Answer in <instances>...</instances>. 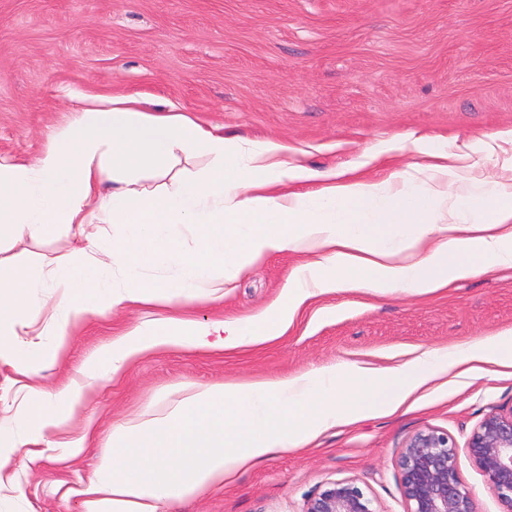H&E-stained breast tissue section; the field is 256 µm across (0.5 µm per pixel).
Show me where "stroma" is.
I'll return each mask as SVG.
<instances>
[{"instance_id": "35a3bbf8", "label": "stroma", "mask_w": 512, "mask_h": 512, "mask_svg": "<svg viewBox=\"0 0 512 512\" xmlns=\"http://www.w3.org/2000/svg\"><path fill=\"white\" fill-rule=\"evenodd\" d=\"M130 94L143 111L179 110L209 130L288 144V161L316 170L360 166L372 179L424 163V150L460 153L486 175L512 171V0H0V159L30 163L67 127L78 97ZM395 144V164L372 160ZM78 241L14 233L10 264L45 269ZM301 253L265 257L212 304L163 301L91 315L73 328L55 365L0 360V423L28 388L57 390L88 355L134 326L185 316L258 314ZM512 332V270L480 271L434 297L361 292L309 303L275 343L237 353L169 348L88 390L27 467L0 469V512H83L77 490L113 430L161 415L172 386L278 380L352 361L387 368L406 351L452 352ZM53 310L34 309L7 346L49 342ZM512 407V378L430 386L411 409L336 426L238 472L223 487L160 503L158 512H303L330 480L353 479L380 512H405L397 457L434 427L465 446L492 410ZM94 438L74 457L63 442Z\"/></svg>"}]
</instances>
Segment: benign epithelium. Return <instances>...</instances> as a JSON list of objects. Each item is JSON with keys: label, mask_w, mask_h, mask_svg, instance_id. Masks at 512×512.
Instances as JSON below:
<instances>
[{"label": "benign epithelium", "mask_w": 512, "mask_h": 512, "mask_svg": "<svg viewBox=\"0 0 512 512\" xmlns=\"http://www.w3.org/2000/svg\"><path fill=\"white\" fill-rule=\"evenodd\" d=\"M464 452L486 486L512 512V407L484 416L459 448L448 433L426 428L401 449L397 470L406 512H476L474 498L458 472ZM303 512H380L375 500L353 479L331 480L311 495Z\"/></svg>", "instance_id": "1"}]
</instances>
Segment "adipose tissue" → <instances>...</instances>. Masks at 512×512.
Segmentation results:
<instances>
[{"instance_id":"obj_1","label":"adipose tissue","mask_w":512,"mask_h":512,"mask_svg":"<svg viewBox=\"0 0 512 512\" xmlns=\"http://www.w3.org/2000/svg\"><path fill=\"white\" fill-rule=\"evenodd\" d=\"M286 144L252 145L212 134L185 114L141 111L132 95L85 102L69 128L32 164L0 162V201L9 223L35 238L62 232L84 245L45 270L17 265L0 278V335L54 298L50 343L6 351V358L55 364L71 330L89 315L156 300L224 297L226 282L263 257L306 253L279 297L259 314L199 321L171 317L134 327L85 361L82 381L31 390L27 409L0 427V445L22 448L60 430L86 391L136 359L164 348L233 353L279 340L314 297L367 291L435 295L479 270H512V176H475L457 155L432 150L431 163L402 179L370 180L357 169L321 172L288 164ZM205 154L210 167L186 173L162 192L143 179L179 156ZM326 180L299 192L295 183ZM498 202L492 220L477 203ZM117 227L118 236L89 232ZM191 230L184 250L177 227ZM167 266L171 279L148 268ZM512 376V334L479 339L455 354L424 350L392 368L353 362L279 381L221 387L179 384L166 414L117 431L82 486L84 512H158L160 502L217 488L240 470L321 432L389 414L441 374Z\"/></svg>"}]
</instances>
